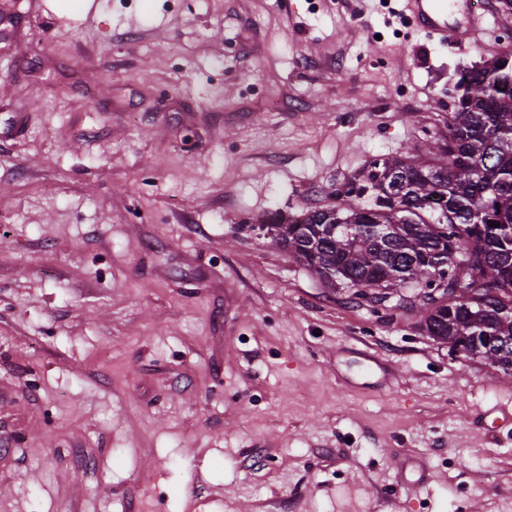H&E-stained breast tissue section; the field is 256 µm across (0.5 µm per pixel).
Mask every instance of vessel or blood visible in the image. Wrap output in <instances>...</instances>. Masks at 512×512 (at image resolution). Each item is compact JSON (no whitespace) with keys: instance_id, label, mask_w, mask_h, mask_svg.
I'll list each match as a JSON object with an SVG mask.
<instances>
[{"instance_id":"vessel-or-blood-1","label":"vessel or blood","mask_w":512,"mask_h":512,"mask_svg":"<svg viewBox=\"0 0 512 512\" xmlns=\"http://www.w3.org/2000/svg\"><path fill=\"white\" fill-rule=\"evenodd\" d=\"M406 10L428 37L458 47L471 40L479 21L473 0H406Z\"/></svg>"}]
</instances>
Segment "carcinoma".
<instances>
[{
    "label": "carcinoma",
    "instance_id": "1",
    "mask_svg": "<svg viewBox=\"0 0 512 512\" xmlns=\"http://www.w3.org/2000/svg\"><path fill=\"white\" fill-rule=\"evenodd\" d=\"M448 133L376 159L340 203L266 222L325 287L419 310L435 340L512 372V55L459 74ZM448 288L422 289L436 266Z\"/></svg>",
    "mask_w": 512,
    "mask_h": 512
}]
</instances>
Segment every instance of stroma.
Instances as JSON below:
<instances>
[{
    "label": "stroma",
    "instance_id": "1",
    "mask_svg": "<svg viewBox=\"0 0 512 512\" xmlns=\"http://www.w3.org/2000/svg\"><path fill=\"white\" fill-rule=\"evenodd\" d=\"M377 0H0V512H512V373L265 235L512 54Z\"/></svg>",
    "mask_w": 512,
    "mask_h": 512
}]
</instances>
